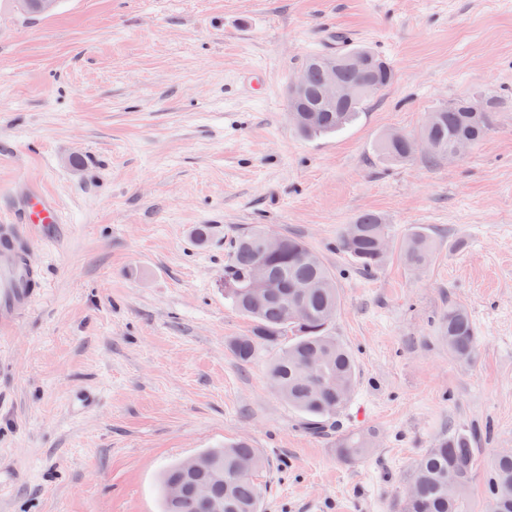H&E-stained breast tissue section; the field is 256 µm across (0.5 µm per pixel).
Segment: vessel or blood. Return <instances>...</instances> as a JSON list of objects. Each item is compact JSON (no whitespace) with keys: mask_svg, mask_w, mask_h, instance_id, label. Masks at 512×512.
I'll list each match as a JSON object with an SVG mask.
<instances>
[{"mask_svg":"<svg viewBox=\"0 0 512 512\" xmlns=\"http://www.w3.org/2000/svg\"><path fill=\"white\" fill-rule=\"evenodd\" d=\"M23 224H56L60 215L55 205L42 193L32 195L20 213ZM41 275L27 264L12 247H0V332L8 331L26 314L40 293Z\"/></svg>","mask_w":512,"mask_h":512,"instance_id":"b4317fda","label":"vessel or blood"}]
</instances>
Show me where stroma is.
<instances>
[{
  "mask_svg": "<svg viewBox=\"0 0 512 512\" xmlns=\"http://www.w3.org/2000/svg\"><path fill=\"white\" fill-rule=\"evenodd\" d=\"M361 45L393 84L303 138L292 78ZM486 85L512 92V0H57L34 19L0 0V233L38 189L62 222L22 236L44 282L0 335V512H160L168 465L236 440L265 460L261 512H397L417 458L469 431L466 512H488L489 464L512 452V112L453 162L376 153ZM368 212L391 249L367 273L337 241ZM255 224L336 277L329 331L359 375L338 429L306 432L271 387L278 346L245 364L231 350L252 325L224 264ZM418 225L435 242L420 270L399 256ZM452 303L477 328L475 361L448 353ZM352 431L375 438L356 462L336 448ZM388 137L381 136L377 141L376 150L381 158L393 162H404L413 157L410 148L411 138L401 140L404 136L393 133L388 134Z\"/></svg>",
  "mask_w": 512,
  "mask_h": 512,
  "instance_id": "stroma-1",
  "label": "stroma"
}]
</instances>
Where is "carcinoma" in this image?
<instances>
[{
    "instance_id": "carcinoma-1",
    "label": "carcinoma",
    "mask_w": 512,
    "mask_h": 512,
    "mask_svg": "<svg viewBox=\"0 0 512 512\" xmlns=\"http://www.w3.org/2000/svg\"><path fill=\"white\" fill-rule=\"evenodd\" d=\"M366 55V62H349L354 54ZM336 69V80L356 85L361 93L351 100H326L320 89L327 65ZM309 75L308 90L301 101L304 109L318 113V123L299 132L308 138L332 135L359 118L365 102L395 79L391 65L368 48L356 47L336 55L314 54L304 63ZM512 109V95L490 86L477 88L472 95L450 100L428 113L422 135L432 143L430 155L444 159L461 140L476 145L493 127L495 113ZM411 140L378 139V155L388 161L404 162L413 157ZM269 229L256 225L234 237L231 254L224 266V298L253 322L248 336H239L232 351L241 363L250 361L260 342L274 343L291 338L269 367L275 391L288 405L304 415L303 428L321 433L350 400L358 386L356 362L346 346L328 334L339 297L334 276L320 256L301 239L281 236L277 253L261 252L263 236ZM339 247L359 268L372 271L385 262L390 242L387 225L376 214H363L346 225ZM434 241L423 228L412 230L400 246L403 261L414 269L428 265ZM265 266V295L259 302L251 297L253 272ZM306 282L313 288L301 298L293 285ZM443 332L448 352L471 362L477 357V332L470 314L457 305H448ZM321 360L320 370L310 364ZM371 433L359 432L338 440L340 456L356 461L370 452ZM211 460L210 469L191 474L182 462L164 474L159 495L161 512H258L262 489L253 475L264 465L263 458L245 441L202 452ZM477 456L467 434L454 433L426 449L413 465L409 488L399 504V512H464L463 491L472 481ZM512 455L499 454L492 463L487 482L490 512H512Z\"/></svg>"
}]
</instances>
